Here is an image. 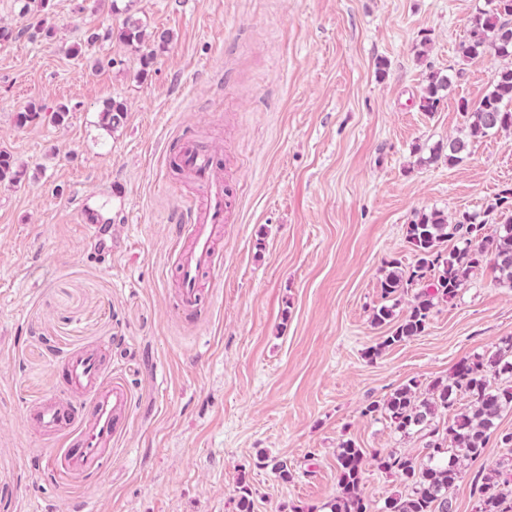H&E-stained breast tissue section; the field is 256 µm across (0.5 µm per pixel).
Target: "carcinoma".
Here are the masks:
<instances>
[{
  "label": "carcinoma",
  "instance_id": "1",
  "mask_svg": "<svg viewBox=\"0 0 512 512\" xmlns=\"http://www.w3.org/2000/svg\"><path fill=\"white\" fill-rule=\"evenodd\" d=\"M490 8H478L469 17L460 50L464 58L478 60L488 54L512 58V0H489ZM119 39L142 52L144 66L164 51L172 37L167 31L146 33L142 23L129 18L119 30ZM451 86V79L439 72L430 74L419 98V109L435 112ZM465 134L448 142V165L466 158L469 139L512 130V66L500 68L492 88L471 105L460 102ZM127 109L112 101L100 112V123L112 131L124 125ZM21 172L13 157L0 152V181L16 180ZM499 213L501 225L495 233L484 232L485 221L463 212L453 218L441 211L420 213L405 227V238L416 253L414 266L405 270L397 259L388 262L382 281V297L401 296L414 286L409 310L403 320L383 340L381 347L367 351L376 355L423 333L435 300L454 299L464 288L474 269L487 259L498 273L497 281L512 286V188L500 191L489 205ZM456 240L462 246L448 250L444 244ZM512 380V338L490 355H475L460 360L447 381H436L426 393L417 392L411 381L394 390L383 402L374 401L365 413L382 412L394 431L417 434L423 440V455L416 458L392 450L377 458L378 468L395 474L405 494L385 500L379 510L362 492L364 452L351 439L339 443L336 455L338 494L323 505L328 512H453L451 491L467 474L466 462L482 455L490 437L505 448L512 447V431H501L497 421L512 410V383L493 385L491 376ZM470 399V405L455 415L447 426L437 421L439 414L454 410L457 395ZM238 512H254V492L244 478L237 482ZM471 493L476 498L475 512H512V467L491 474L475 475Z\"/></svg>",
  "mask_w": 512,
  "mask_h": 512
}]
</instances>
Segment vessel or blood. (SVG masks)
<instances>
[{
  "label": "vessel or blood",
  "mask_w": 512,
  "mask_h": 512,
  "mask_svg": "<svg viewBox=\"0 0 512 512\" xmlns=\"http://www.w3.org/2000/svg\"><path fill=\"white\" fill-rule=\"evenodd\" d=\"M202 189L190 210L189 222L175 248L176 307L194 312L205 305L202 277L220 253L218 233L227 220L224 172L215 154L190 136L181 137L168 156ZM67 388L87 397L85 412L63 400H46L25 415L26 423L65 438L53 456L58 475L71 479L98 476L112 465V442L124 428L131 402L126 384L106 373L103 354L87 349L64 364Z\"/></svg>",
  "instance_id": "b4317fda"
}]
</instances>
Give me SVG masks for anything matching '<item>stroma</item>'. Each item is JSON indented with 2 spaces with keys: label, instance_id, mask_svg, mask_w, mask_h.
Returning a JSON list of instances; mask_svg holds the SVG:
<instances>
[{
  "label": "stroma",
  "instance_id": "35a3bbf8",
  "mask_svg": "<svg viewBox=\"0 0 512 512\" xmlns=\"http://www.w3.org/2000/svg\"><path fill=\"white\" fill-rule=\"evenodd\" d=\"M485 4L117 0L113 12L50 0L54 34L40 37L19 0H0L14 31L0 42V151L23 172L0 183V512H237L241 476L254 512L318 508L336 494L347 438L367 456V498L401 492L374 456L418 457L423 443L365 407L411 381L426 392L512 337V288L486 264L437 300L421 335L386 348L388 327L371 322L387 261H416V214H481L512 187V131L472 140L459 165L429 159L459 136L460 101L478 102L503 65L460 53ZM129 16L173 35L149 67L114 36ZM436 71L455 80L437 111H420ZM112 99L128 109L114 132L99 122ZM31 104L41 119L17 126ZM183 132L221 150L231 203L197 317L178 313L173 291L201 193L166 158ZM84 210L107 225L111 256L87 241ZM87 348L127 384L131 409L110 469L57 479L53 442L24 413L67 397L60 368ZM262 454L287 461L290 479L258 466ZM510 462L492 439L467 472ZM469 477L456 512H475Z\"/></svg>",
  "mask_w": 512,
  "mask_h": 512
}]
</instances>
